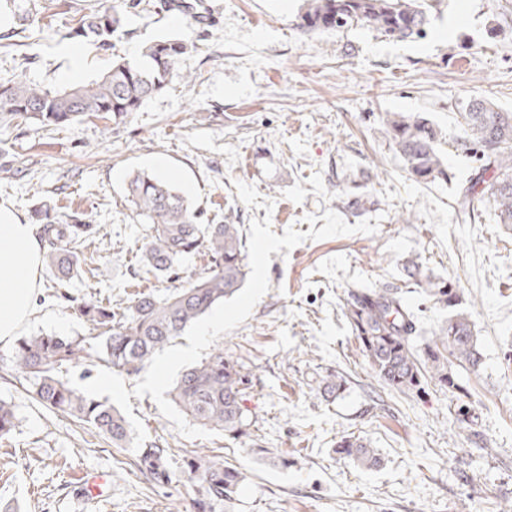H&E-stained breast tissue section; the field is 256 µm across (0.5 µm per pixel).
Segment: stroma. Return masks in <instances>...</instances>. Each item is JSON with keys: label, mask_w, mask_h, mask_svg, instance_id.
<instances>
[{"label": "stroma", "mask_w": 512, "mask_h": 512, "mask_svg": "<svg viewBox=\"0 0 512 512\" xmlns=\"http://www.w3.org/2000/svg\"><path fill=\"white\" fill-rule=\"evenodd\" d=\"M193 14L165 0H140L124 31L89 46L79 74L64 57L68 31L120 0H0V85H82L113 60L177 38L192 44L167 86L123 123L78 120L63 128L17 118L0 126V206L33 223L34 208L96 226L92 271L55 286L44 271L37 314L21 335L85 336V299L123 310L135 294L163 292L139 248L145 226L125 185L139 171L164 173L205 224L235 214L270 219L275 234L310 228L334 210L348 224L379 218L376 233L306 240L275 253L269 291L249 318L218 340L246 379L250 436H182L151 397L131 398L147 441L168 443L174 464L207 449L247 478L231 512H499L512 504V225L493 205L464 222L456 198L477 165L463 152L461 118L479 98L512 112V0H426L430 23L404 41L353 25L299 28L303 0H190ZM388 112L429 120L440 133L447 179L419 183L396 154ZM254 185L272 211L243 204L236 182ZM362 197L355 211L349 198ZM452 280L471 313L484 362L464 373V403L434 379L417 391L384 388L361 355L344 315L350 293L399 287L415 312L419 342L432 341L446 313L409 282L405 268ZM0 347V399L16 420L0 438V510L15 512H191L195 487L179 475L148 481L88 424L38 404ZM342 376L341 396L317 385ZM371 441L381 463L351 464L341 437ZM284 457L287 467L275 465ZM106 474L104 496L83 480Z\"/></svg>", "instance_id": "stroma-1"}]
</instances>
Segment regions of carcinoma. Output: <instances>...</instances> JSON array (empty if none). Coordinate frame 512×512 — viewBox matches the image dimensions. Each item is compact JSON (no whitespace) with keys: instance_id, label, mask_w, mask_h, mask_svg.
Listing matches in <instances>:
<instances>
[{"instance_id":"1","label":"carcinoma","mask_w":512,"mask_h":512,"mask_svg":"<svg viewBox=\"0 0 512 512\" xmlns=\"http://www.w3.org/2000/svg\"><path fill=\"white\" fill-rule=\"evenodd\" d=\"M300 27L307 31L340 29L362 24L382 35L404 40L422 32L428 14L421 0H306ZM125 16L117 9L81 20L73 38L104 42L122 28ZM192 46L163 38L144 46L142 61L118 60L100 79L87 85L55 91L18 81L0 86V124L16 117L40 125L61 127L76 119L107 116L116 124L138 111L144 101L160 91ZM469 141L478 146L481 175L462 188L457 199L458 217L472 220L484 205L488 185L501 224H512V113L499 112L481 99L465 106ZM384 123L408 174L417 181L447 176L438 151L439 133L425 118L400 112L385 113ZM127 195L149 234L140 247L147 270L165 280L179 278L181 261L205 249V268L163 295L143 294L131 300L120 314L111 304L85 302L79 313L97 336H24L17 340L13 367L30 382L33 398L50 410L71 415L93 425L118 448H130L133 436L125 416L115 406L83 394L64 377L69 368L104 363L136 374L156 351L170 344L194 320L242 287L246 273L241 225L233 215L222 224H202L178 189L168 179L138 173L127 186ZM41 227L42 263L66 274L81 269V257L71 246L89 239L94 225L75 219L60 224L50 216ZM407 278L435 303L448 309V319L435 332L433 343L415 345L414 313L398 287L362 289L351 293L344 309L359 349L384 387L406 393L421 388L430 377L460 399L468 396L457 368L476 371L483 364L474 324L462 308L452 283L423 272L417 262L406 267ZM243 376L239 366L224 357V348L213 350L205 361L185 369L172 388L173 402L198 424L232 437L249 434L251 421L243 408ZM341 377L329 374L318 390L337 398L343 391ZM13 406L0 399V437L15 427ZM338 450L355 465L380 463L370 441L346 436ZM171 448L156 443L136 450L134 464L149 480H172ZM186 472L197 488L193 512H222L233 503L245 474L217 455L196 450L184 459Z\"/></svg>"}]
</instances>
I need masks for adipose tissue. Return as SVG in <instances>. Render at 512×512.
Segmentation results:
<instances>
[{
  "label": "adipose tissue",
  "mask_w": 512,
  "mask_h": 512,
  "mask_svg": "<svg viewBox=\"0 0 512 512\" xmlns=\"http://www.w3.org/2000/svg\"><path fill=\"white\" fill-rule=\"evenodd\" d=\"M0 344L11 343L19 328L35 313L42 284L39 241L33 225L0 208Z\"/></svg>",
  "instance_id": "ef3b65f1"
}]
</instances>
